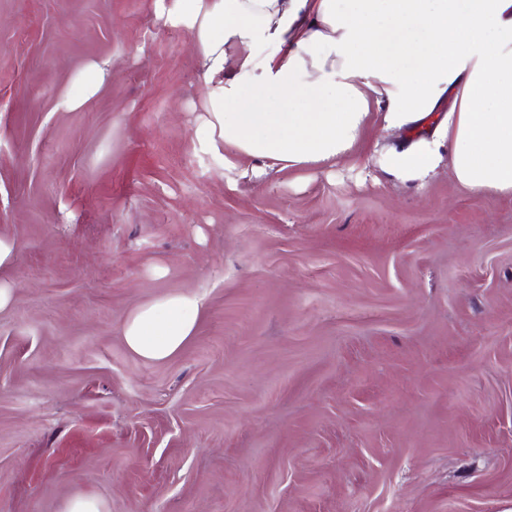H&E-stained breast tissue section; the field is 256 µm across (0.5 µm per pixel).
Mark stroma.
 <instances>
[{"instance_id":"stroma-1","label":"stroma","mask_w":512,"mask_h":512,"mask_svg":"<svg viewBox=\"0 0 512 512\" xmlns=\"http://www.w3.org/2000/svg\"><path fill=\"white\" fill-rule=\"evenodd\" d=\"M202 101L154 0H0V512H512V197L388 179L378 123L245 177ZM185 288L194 336L132 354L127 315ZM110 75L107 64L88 63L75 79L73 86L61 102L63 111H70L80 106L92 96ZM62 512H110L107 503L94 494H79L63 506Z\"/></svg>"}]
</instances>
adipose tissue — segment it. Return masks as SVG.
<instances>
[{
	"label": "adipose tissue",
	"instance_id": "ef3b65f1",
	"mask_svg": "<svg viewBox=\"0 0 512 512\" xmlns=\"http://www.w3.org/2000/svg\"><path fill=\"white\" fill-rule=\"evenodd\" d=\"M200 58L199 146L228 168H331L368 126L411 131L444 100L431 136L375 164L426 187L440 174L481 200L512 195V0H175ZM201 296L183 289L127 316V348L162 362L193 336Z\"/></svg>",
	"mask_w": 512,
	"mask_h": 512
}]
</instances>
